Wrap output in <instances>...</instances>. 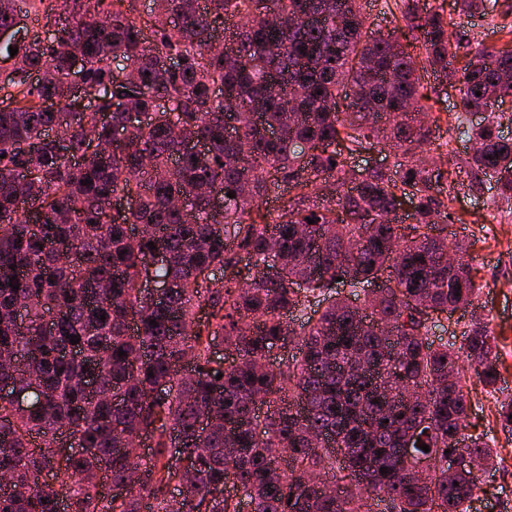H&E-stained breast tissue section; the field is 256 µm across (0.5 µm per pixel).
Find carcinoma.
Returning a JSON list of instances; mask_svg holds the SVG:
<instances>
[{
  "mask_svg": "<svg viewBox=\"0 0 512 512\" xmlns=\"http://www.w3.org/2000/svg\"><path fill=\"white\" fill-rule=\"evenodd\" d=\"M130 3L0 0V28L19 34L0 42L19 61L0 84V512H467L497 460L463 434L461 377L473 367L493 388L500 372L475 310L459 348L429 342L433 315L473 306L476 285L448 263L469 244L436 233L453 214L415 112L421 73L459 82L461 111L483 113L469 191L489 175L512 202L493 111L512 96V46L457 68L447 14L419 0H395L385 33L360 0H152L148 34ZM31 15L43 32L16 26ZM229 17L240 26L214 55ZM76 56L92 112L71 95ZM94 141L112 149L86 160ZM381 144L393 168L347 187L354 155ZM279 183L288 198L262 212ZM377 281L362 307L337 291ZM219 342L234 365L213 358ZM123 435L151 438L152 457L130 458ZM447 449L483 469H450ZM133 471L125 495L106 491Z\"/></svg>",
  "mask_w": 512,
  "mask_h": 512,
  "instance_id": "carcinoma-1",
  "label": "carcinoma"
}]
</instances>
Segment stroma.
Instances as JSON below:
<instances>
[{"instance_id": "35a3bbf8", "label": "stroma", "mask_w": 512, "mask_h": 512, "mask_svg": "<svg viewBox=\"0 0 512 512\" xmlns=\"http://www.w3.org/2000/svg\"><path fill=\"white\" fill-rule=\"evenodd\" d=\"M446 12L453 25L452 40L457 56H464L468 46L500 48L506 40L501 32L504 0H487L484 16L467 18L458 14L453 0ZM424 115L433 122L432 139L447 145V158L437 165L446 176L442 183L453 196L456 222L445 224L448 240H466L472 276L477 286L475 304L488 318L495 337V351L501 379L489 388L474 371H467L462 386L471 405L466 435H480L488 442L500 461L499 468L486 476L484 491L472 501L469 512H512V430L502 429L498 409L501 402L512 400V222L504 213L512 205L499 201L492 178H484L480 197L468 194L469 177L466 160L472 153L470 141L459 138L456 116L459 111L458 86L441 84L432 77L422 82Z\"/></svg>"}]
</instances>
